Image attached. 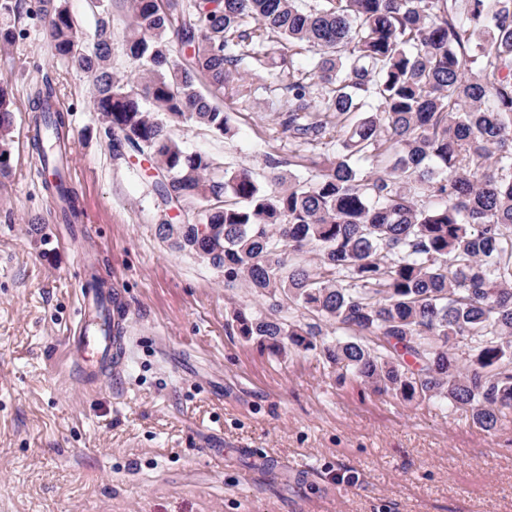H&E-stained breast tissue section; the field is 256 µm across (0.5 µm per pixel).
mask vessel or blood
Here are the masks:
<instances>
[{
  "instance_id": "obj_1",
  "label": "vessel or blood",
  "mask_w": 512,
  "mask_h": 512,
  "mask_svg": "<svg viewBox=\"0 0 512 512\" xmlns=\"http://www.w3.org/2000/svg\"><path fill=\"white\" fill-rule=\"evenodd\" d=\"M83 317L76 325L72 347L91 367L121 370L125 362L123 332L128 312L111 287L81 290Z\"/></svg>"
}]
</instances>
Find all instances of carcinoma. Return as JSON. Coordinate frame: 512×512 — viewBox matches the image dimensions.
Returning a JSON list of instances; mask_svg holds the SVG:
<instances>
[{
    "label": "carcinoma",
    "mask_w": 512,
    "mask_h": 512,
    "mask_svg": "<svg viewBox=\"0 0 512 512\" xmlns=\"http://www.w3.org/2000/svg\"><path fill=\"white\" fill-rule=\"evenodd\" d=\"M323 2L129 0L131 87L112 73L110 22L87 43L64 0H38L36 16L54 56L91 77L115 147L148 153L164 176L162 210L204 207L202 223L159 235L224 271V287L270 300L264 314L233 308L242 339L281 358L317 352L374 393L446 403L496 432L512 414V0ZM301 50L314 61L298 78ZM247 59L286 82L288 139L328 148L307 176L273 151L262 182L174 135L185 120L234 136L214 98L248 91ZM56 97L50 83L33 91L31 144L76 221ZM12 106L1 87V179Z\"/></svg>",
    "instance_id": "obj_1"
}]
</instances>
